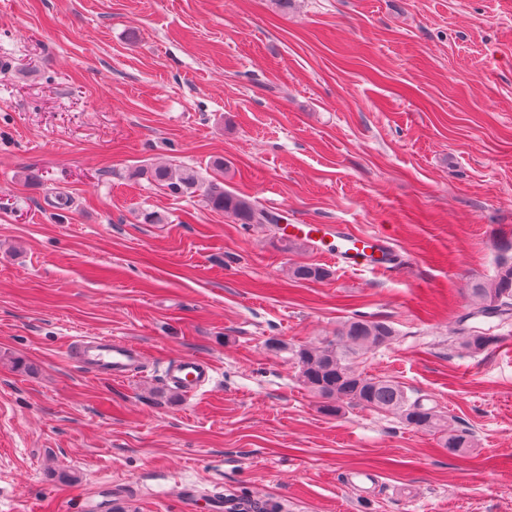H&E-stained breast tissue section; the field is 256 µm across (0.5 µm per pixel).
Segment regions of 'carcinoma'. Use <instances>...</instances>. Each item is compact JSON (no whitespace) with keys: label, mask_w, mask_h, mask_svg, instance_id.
I'll return each instance as SVG.
<instances>
[{"label":"carcinoma","mask_w":512,"mask_h":512,"mask_svg":"<svg viewBox=\"0 0 512 512\" xmlns=\"http://www.w3.org/2000/svg\"><path fill=\"white\" fill-rule=\"evenodd\" d=\"M157 185L173 195L200 192L211 209L232 214L242 224H275L279 216L261 209L248 197L224 189L217 178L203 179L185 167L156 165L140 171ZM330 275L318 265L300 264L292 269L299 281H317ZM473 308L468 318L496 317L506 323L512 320V242L499 247L496 271L492 278L475 281L468 289ZM463 346L472 353H481L496 344L498 337L461 325ZM395 336L390 323L381 320L352 318L336 331V338L321 345L298 346L291 350L299 369L300 382L319 397L328 400L323 409L336 413L333 402H345L379 411L397 414L402 423L421 430L444 433L443 447L458 453L473 447V433L458 429L444 421L424 399L408 394L399 382L370 375L357 367L361 351L368 347L388 344Z\"/></svg>","instance_id":"carcinoma-1"}]
</instances>
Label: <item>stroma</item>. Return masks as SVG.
I'll return each instance as SVG.
<instances>
[{
    "label": "stroma",
    "mask_w": 512,
    "mask_h": 512,
    "mask_svg": "<svg viewBox=\"0 0 512 512\" xmlns=\"http://www.w3.org/2000/svg\"><path fill=\"white\" fill-rule=\"evenodd\" d=\"M217 160L225 189L285 223L385 236L392 271L284 251L276 226L139 174L208 179ZM510 240L512 0H0V512H114L119 496L188 512L220 494L512 512V324L478 319L498 338L479 354L457 332ZM297 263L331 275L295 280ZM357 315L396 331L360 368L474 448L322 411L290 350ZM75 336L131 340L144 364L112 381L76 362ZM185 354L215 367L192 396L163 379Z\"/></svg>",
    "instance_id": "stroma-1"
}]
</instances>
